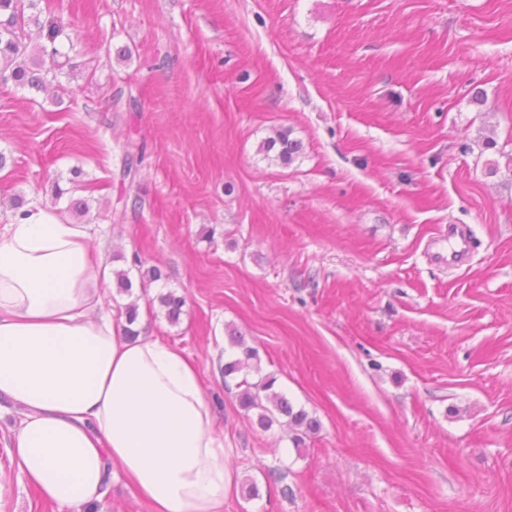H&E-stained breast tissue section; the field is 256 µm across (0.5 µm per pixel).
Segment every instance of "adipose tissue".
<instances>
[{
	"label": "adipose tissue",
	"mask_w": 512,
	"mask_h": 512,
	"mask_svg": "<svg viewBox=\"0 0 512 512\" xmlns=\"http://www.w3.org/2000/svg\"><path fill=\"white\" fill-rule=\"evenodd\" d=\"M86 225L32 204L0 226V400L25 478L77 512L122 472L155 512H221L232 483L198 368L116 334Z\"/></svg>",
	"instance_id": "adipose-tissue-1"
}]
</instances>
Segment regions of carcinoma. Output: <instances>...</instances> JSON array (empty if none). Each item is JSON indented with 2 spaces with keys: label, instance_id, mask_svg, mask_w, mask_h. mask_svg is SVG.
Here are the masks:
<instances>
[{
  "label": "carcinoma",
  "instance_id": "cac0c4a2",
  "mask_svg": "<svg viewBox=\"0 0 512 512\" xmlns=\"http://www.w3.org/2000/svg\"><path fill=\"white\" fill-rule=\"evenodd\" d=\"M39 0H0V79L12 81L18 86L42 90L48 83L57 80L69 65V56L59 47L63 27L58 19L51 16L41 25L45 32V42L37 49L38 54L47 55L56 64V71L49 73L40 68L36 57L28 51L26 27L39 23L37 8ZM279 148V157L292 158L298 144L289 138V133L280 131L262 144L268 152ZM274 379L251 383L244 379L238 383L241 405L247 410L256 411L258 424L268 429L277 416L286 418V425L294 432L293 441L299 446L303 435L316 431L319 424L303 409L294 407L278 392L273 390Z\"/></svg>",
  "mask_w": 512,
  "mask_h": 512
}]
</instances>
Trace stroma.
I'll list each match as a JSON object with an SVG mask.
<instances>
[{"mask_svg": "<svg viewBox=\"0 0 512 512\" xmlns=\"http://www.w3.org/2000/svg\"><path fill=\"white\" fill-rule=\"evenodd\" d=\"M49 5L71 69L0 83V225L17 197L55 208L128 270L104 309L121 330L138 298L141 335L200 369L224 512H512V0ZM279 130L291 161L262 149ZM452 224L455 268L432 250ZM246 347L248 380L318 420L302 447L224 376ZM17 419L1 402L0 512H63L5 448ZM97 512L151 508L117 473ZM448 238L452 243L448 249V266H456L463 262L471 250V240L463 227L449 226Z\"/></svg>", "mask_w": 512, "mask_h": 512, "instance_id": "stroma-1", "label": "stroma"}]
</instances>
